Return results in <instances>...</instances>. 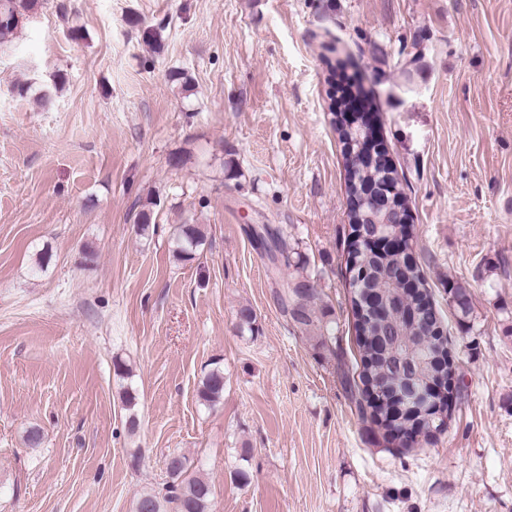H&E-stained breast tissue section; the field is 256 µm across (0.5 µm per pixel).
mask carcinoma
I'll list each match as a JSON object with an SVG mask.
<instances>
[{"label": "carcinoma", "instance_id": "cac0c4a2", "mask_svg": "<svg viewBox=\"0 0 512 512\" xmlns=\"http://www.w3.org/2000/svg\"><path fill=\"white\" fill-rule=\"evenodd\" d=\"M39 8V0H0V51L10 47L12 36L29 16ZM344 110L333 112L332 124L342 143L344 157L350 155L349 133L343 127L340 115ZM347 191L349 196L356 195L358 188L367 181L383 177L381 171L370 168L361 160L353 165H345ZM152 199L137 215V229L142 235L149 231L152 224ZM252 233L261 234L269 240L266 255L269 262L276 266L291 265L290 250L285 240L264 224ZM205 242L204 229L199 224H180L175 233L174 256L181 262H189L196 258L197 251ZM360 254V259L369 270L368 279L357 281L349 278L351 288V304L355 318V331L362 357L361 380L365 386L364 392L379 385L386 384L387 375L385 359L382 352L373 348L372 339L381 327V318L376 314L369 301V290L391 278V272L400 266L401 257L396 254H377L367 252L365 245L350 241L349 255ZM408 279L415 287L407 289L405 301L406 310L414 311L420 316H430L432 320L413 322L400 316L402 347L400 353L413 360H421V374L429 379L448 375L450 360L448 355V340L443 335L441 320L432 316L435 307L428 291L427 282L417 264L406 266ZM318 299V292L308 276L302 274L298 280L289 284L285 293L280 296L283 311L291 319L306 330L319 328L323 341L332 339L333 329L319 327L316 324L313 304ZM197 396L202 404L214 407L224 398V369L215 365L204 372L197 389ZM178 466L169 475L166 493L162 496L156 493H145L136 502L135 512H162L163 503L172 505V512H209L212 495L211 484L203 476H188L190 468L187 457L177 455Z\"/></svg>", "mask_w": 512, "mask_h": 512}]
</instances>
